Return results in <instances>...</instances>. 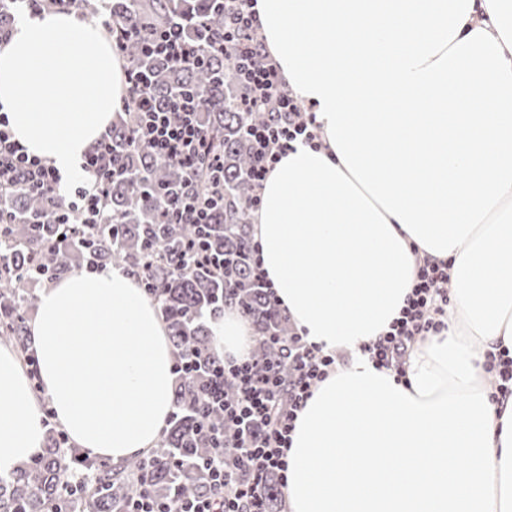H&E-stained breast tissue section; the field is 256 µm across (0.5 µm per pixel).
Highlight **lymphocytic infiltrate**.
<instances>
[{
    "label": "lymphocytic infiltrate",
    "mask_w": 512,
    "mask_h": 512,
    "mask_svg": "<svg viewBox=\"0 0 512 512\" xmlns=\"http://www.w3.org/2000/svg\"><path fill=\"white\" fill-rule=\"evenodd\" d=\"M221 47L234 53L237 73L246 93L241 106L247 111L272 113L271 121L248 127L251 142L249 176L254 193L251 209L262 203L260 191L280 159L301 142L318 146L320 135L313 114L302 111L297 98L286 88L276 63L267 61L261 25L253 0H224V38ZM151 54L190 68L202 64V50L186 38L180 23L156 33L145 45ZM201 102L178 98L172 107H155L138 115V135L147 147L185 169L189 183L181 194L177 215L180 223L196 227V239L179 256V263H211L223 274L224 261L212 258L205 246V226L217 206L215 196L202 197L191 188L195 162L203 152L206 137L199 122ZM112 134L104 132L86 151L80 162L88 179L76 187L67 201L68 209L83 211L89 224L111 219L92 185L109 173ZM63 176L59 169L29 155L13 137L6 113H0V196L22 190L59 192ZM450 261L428 256L416 259L411 291L388 330L363 344L377 368L392 370L397 378L406 376V359L414 345L447 329L451 303ZM278 348L274 359L249 355L244 360L211 357L207 387L201 406L204 413L222 412L224 421L236 428L234 441H226L220 429H209L213 451L204 459L208 490L197 497L175 502L158 501L150 487L143 485L128 512H266L263 482L276 473L280 483L288 481L285 455L299 411L312 396L316 385L340 363V355L310 343L299 332L273 337ZM245 471L247 478L234 493L226 488L232 469Z\"/></svg>",
    "instance_id": "f902f5d3"
}]
</instances>
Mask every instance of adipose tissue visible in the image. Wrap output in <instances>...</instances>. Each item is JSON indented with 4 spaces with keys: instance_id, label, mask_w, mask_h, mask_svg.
<instances>
[{
    "instance_id": "ef3b65f1",
    "label": "adipose tissue",
    "mask_w": 512,
    "mask_h": 512,
    "mask_svg": "<svg viewBox=\"0 0 512 512\" xmlns=\"http://www.w3.org/2000/svg\"><path fill=\"white\" fill-rule=\"evenodd\" d=\"M255 9L322 145H297L269 174L253 236L291 321L349 356L296 421L289 512H512V398L493 402L483 380L486 353L512 349V0ZM72 41L79 51L64 52ZM124 86L104 29L73 14L27 20L0 44L15 140L66 174L111 125ZM418 252L451 259L453 316L400 383L360 347L397 317ZM210 331L224 357L252 349L233 305ZM30 340L38 394L0 347V474L42 453L44 397L88 456L118 464L154 447L172 410L173 355L132 276L81 272L42 290Z\"/></svg>"
}]
</instances>
